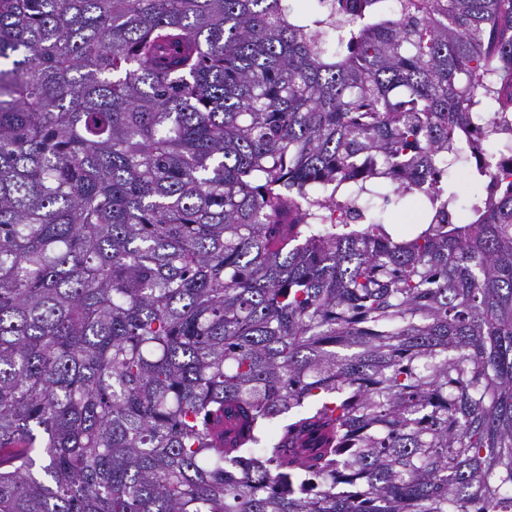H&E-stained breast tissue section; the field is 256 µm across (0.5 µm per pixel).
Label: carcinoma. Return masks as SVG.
<instances>
[{
    "label": "carcinoma",
    "instance_id": "carcinoma-1",
    "mask_svg": "<svg viewBox=\"0 0 512 512\" xmlns=\"http://www.w3.org/2000/svg\"><path fill=\"white\" fill-rule=\"evenodd\" d=\"M2 60L0 512H512V169L448 182L512 0H0ZM388 214L391 222L400 230L401 234H409L417 226L413 224L417 219V210L414 204H396L392 202L388 206Z\"/></svg>",
    "mask_w": 512,
    "mask_h": 512
}]
</instances>
